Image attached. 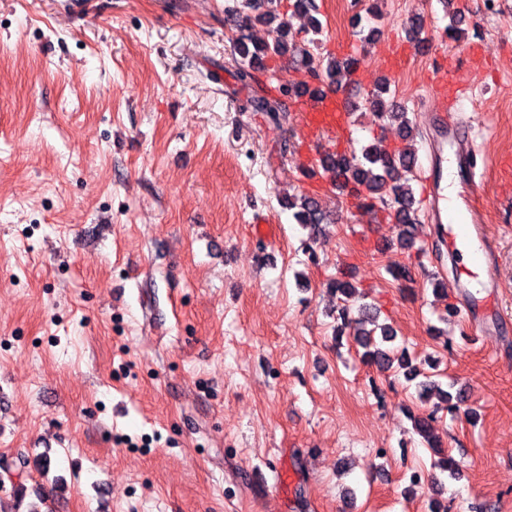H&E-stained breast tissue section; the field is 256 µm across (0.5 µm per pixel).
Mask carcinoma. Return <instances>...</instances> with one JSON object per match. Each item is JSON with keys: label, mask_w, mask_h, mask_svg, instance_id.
<instances>
[{"label": "carcinoma", "mask_w": 512, "mask_h": 512, "mask_svg": "<svg viewBox=\"0 0 512 512\" xmlns=\"http://www.w3.org/2000/svg\"><path fill=\"white\" fill-rule=\"evenodd\" d=\"M241 6H233L228 13L233 18V26L239 32L234 41L235 60L238 66L237 74L243 81L254 80L255 74L266 71V61L271 57L298 58V65L311 80H320L324 83L342 87L343 80L355 71V60L347 57L338 60L333 57H324L319 53L308 50L295 56L297 45L288 20L274 8L276 0H239ZM292 7L295 12L307 16L310 20L309 32L315 36L323 33L322 21L316 16L318 6L315 0H294ZM255 23L275 24L273 38L268 42H255L249 38L245 31ZM373 111L382 119L394 122L401 130L400 145L397 147H378L375 145L363 146L358 151L335 157L327 154L322 157L323 171L330 174L331 183L346 190L351 187L348 196L353 198L357 205L367 209L380 208L387 212L391 223L402 228L399 235L400 243L406 247H413L419 240L422 232L419 214L415 208V196L409 181L402 180L400 172L411 173L418 162L416 136L408 113L398 107L394 100L382 98L369 99ZM252 108L256 112H267L277 125L288 122L289 114L282 107L278 98L271 97L262 92L252 98ZM286 208L293 211V218L308 230L312 240L322 233L328 218L322 213L318 201L314 196L299 193L288 196L284 202ZM329 288L341 295L342 305L337 309V318L341 320L336 328V335H344V329H353L355 341L367 348L364 358L373 364L381 373L393 369L395 361H404V357H395L394 351L377 347L373 350L369 346L376 344L375 336L381 341L390 342L394 337L392 327L387 324H378L377 312L372 306L363 304L359 306V317L349 318V302L355 298L356 288L349 282L336 279L329 283ZM407 381H416V374L406 373ZM415 390L418 398L424 401L436 396L446 405L458 410L467 401L464 392L457 390L450 392L442 388L441 383L427 376L422 381H416ZM442 410L434 405L427 414L413 417L414 431L428 447L433 449L434 460L431 468L439 474L431 475L454 478L458 469L454 459L448 451L442 448L440 440L432 433L436 414Z\"/></svg>", "instance_id": "carcinoma-1"}]
</instances>
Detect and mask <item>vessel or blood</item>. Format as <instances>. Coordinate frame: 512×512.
<instances>
[{
  "instance_id": "1",
  "label": "vessel or blood",
  "mask_w": 512,
  "mask_h": 512,
  "mask_svg": "<svg viewBox=\"0 0 512 512\" xmlns=\"http://www.w3.org/2000/svg\"><path fill=\"white\" fill-rule=\"evenodd\" d=\"M430 96L437 104L432 122L436 155L422 178L421 204L432 215L434 223L444 227V243L458 260L457 285L468 292V309L490 307L497 317H507V310L496 306L491 295L472 289L473 283L480 281L488 288L495 285L488 272L495 261L496 248L484 231L485 216L476 208H462L458 198L448 195V168L452 165L463 177L467 192H475L479 187L481 165L477 153L467 147L469 131L448 117L458 104L459 96L449 83L432 84ZM302 100L310 105L309 111L301 115L302 124L310 131L302 151L307 160L312 161L324 152L322 134L347 129L352 97L350 92L315 82Z\"/></svg>"
}]
</instances>
